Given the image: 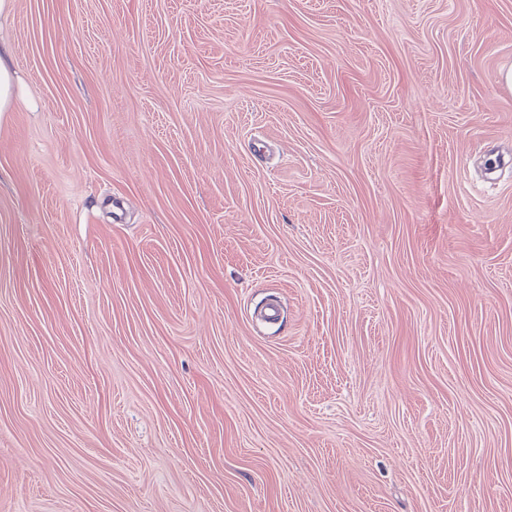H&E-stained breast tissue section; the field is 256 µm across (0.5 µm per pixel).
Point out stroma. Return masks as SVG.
I'll list each match as a JSON object with an SVG mask.
<instances>
[{
  "mask_svg": "<svg viewBox=\"0 0 512 512\" xmlns=\"http://www.w3.org/2000/svg\"><path fill=\"white\" fill-rule=\"evenodd\" d=\"M0 512H512V0H13Z\"/></svg>",
  "mask_w": 512,
  "mask_h": 512,
  "instance_id": "1",
  "label": "stroma"
}]
</instances>
